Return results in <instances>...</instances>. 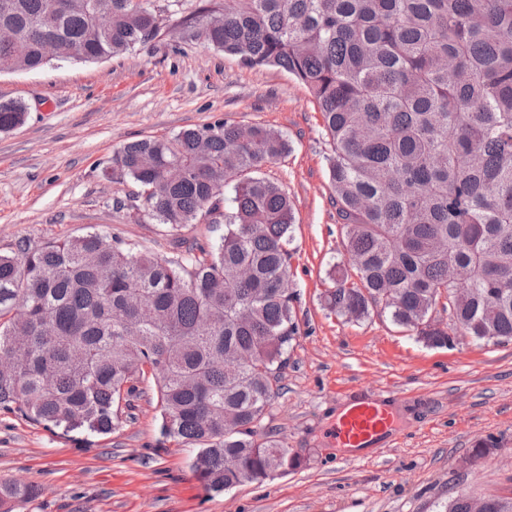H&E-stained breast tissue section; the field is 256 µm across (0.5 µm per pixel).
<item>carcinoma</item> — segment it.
<instances>
[{
    "label": "carcinoma",
    "instance_id": "obj_1",
    "mask_svg": "<svg viewBox=\"0 0 512 512\" xmlns=\"http://www.w3.org/2000/svg\"><path fill=\"white\" fill-rule=\"evenodd\" d=\"M0 0V65L95 62L154 40L162 19L134 0ZM112 12V28L96 10ZM185 31L252 68L303 84L322 118L327 173L351 270L331 268L328 308L349 322L373 304L428 346L445 295L475 341L512 343V0H210ZM27 106L0 102V132ZM263 125L218 120L122 146L113 163L143 188L156 223L224 225L161 258L118 234L88 232L0 253V411L62 434H109L152 379L161 434L197 449L193 472L222 492L297 468L259 428L300 332L294 213L261 176L288 152ZM186 175L162 181L166 167ZM232 185L231 205L224 187ZM0 483V508L33 497ZM484 512H512L485 498Z\"/></svg>",
    "mask_w": 512,
    "mask_h": 512
}]
</instances>
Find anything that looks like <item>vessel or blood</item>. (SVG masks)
I'll use <instances>...</instances> for the list:
<instances>
[{"label":"vessel or blood","mask_w":512,"mask_h":512,"mask_svg":"<svg viewBox=\"0 0 512 512\" xmlns=\"http://www.w3.org/2000/svg\"><path fill=\"white\" fill-rule=\"evenodd\" d=\"M393 417L387 405L369 397H356L344 407L333 435L341 448H369L393 437Z\"/></svg>","instance_id":"vessel-or-blood-1"}]
</instances>
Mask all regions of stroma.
Segmentation results:
<instances>
[{
	"instance_id": "obj_1",
	"label": "stroma",
	"mask_w": 512,
	"mask_h": 512,
	"mask_svg": "<svg viewBox=\"0 0 512 512\" xmlns=\"http://www.w3.org/2000/svg\"><path fill=\"white\" fill-rule=\"evenodd\" d=\"M152 4L169 31L147 45L95 63L0 73V101L28 107L22 126L0 133V252L97 231L172 256L175 234L138 210L139 188L113 154L222 118L283 132L290 150L263 173L293 205L300 334L260 431L300 465L208 491L192 471L195 449L162 440L148 381L130 419L88 444L0 412V481L39 489L12 512H438L456 493L512 497V344L429 347L379 312L359 323L331 313L328 271L344 250L309 91L283 69L181 40L182 21L204 0ZM360 392L391 406L397 440L337 447L336 420ZM483 441L495 450L473 457Z\"/></svg>"
}]
</instances>
